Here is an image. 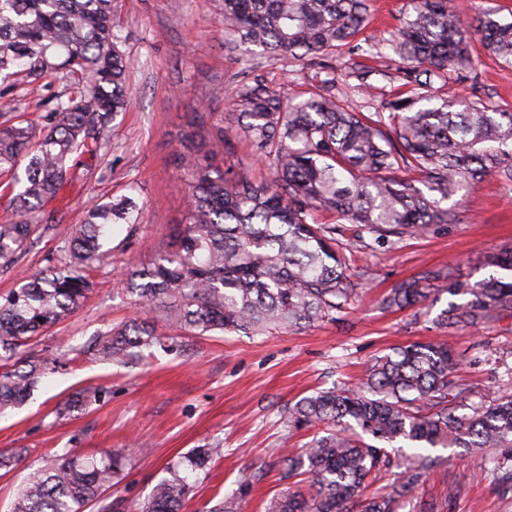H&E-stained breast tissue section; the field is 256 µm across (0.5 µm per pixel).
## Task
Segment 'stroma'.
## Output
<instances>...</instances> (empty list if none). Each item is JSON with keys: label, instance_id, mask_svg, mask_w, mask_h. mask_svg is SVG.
Instances as JSON below:
<instances>
[{"label": "stroma", "instance_id": "35a3bbf8", "mask_svg": "<svg viewBox=\"0 0 512 512\" xmlns=\"http://www.w3.org/2000/svg\"><path fill=\"white\" fill-rule=\"evenodd\" d=\"M219 4L181 0L176 10L171 0H115L119 48L130 61V108L111 124L105 153L75 157L59 198L36 212L35 241L16 273L0 274V296L21 276L47 267L72 225L83 221L89 200L132 196L140 223L131 238L125 225H114L88 299L29 342L30 353L58 360L59 366L21 406L0 415V452L17 457L12 469L0 470V512H12L19 489L47 457L72 452L97 458L109 451L121 454L125 467L106 496L119 512H134L170 466L217 443L224 453L206 471L190 474L183 512H211L223 498L234 500L236 512H266L273 497L298 485L285 476L280 448L298 450L313 436L289 430V406L334 384L357 382L374 358L393 348L439 336L435 319L447 308L449 294L431 296L418 312L389 311L381 305L387 291L441 268L460 280L482 279L492 272L488 256L512 248V184L489 179L465 192L459 223L438 224L372 254H355L356 265L367 266L370 277L360 302L336 321L262 336L185 335L125 364L87 353L96 334L147 315L126 295L122 273L151 262L185 221V133L195 131L197 142H204L212 125L201 122V115L229 112L228 96L246 75H263L290 92L308 87L288 63L226 42ZM480 73V96L512 109V67L487 57ZM65 92V83L52 78L37 85L18 80L0 96V123L19 112L39 117ZM453 346L461 375L483 392H496L512 366V317L456 330ZM89 387L101 389L100 401L68 409V399ZM439 454L445 462L431 473L424 493L439 498L454 488L444 512H512V496L499 493L479 456L463 448ZM260 469L264 479L246 484Z\"/></svg>", "mask_w": 512, "mask_h": 512}]
</instances>
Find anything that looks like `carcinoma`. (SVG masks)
Returning a JSON list of instances; mask_svg holds the SVG:
<instances>
[{"instance_id": "1", "label": "carcinoma", "mask_w": 512, "mask_h": 512, "mask_svg": "<svg viewBox=\"0 0 512 512\" xmlns=\"http://www.w3.org/2000/svg\"><path fill=\"white\" fill-rule=\"evenodd\" d=\"M459 0H407L396 31L385 40L398 57L401 89L375 110L356 111L329 75L300 95L261 76L234 88L236 124L214 123L202 152L181 157L187 176L186 223L152 262L124 273L126 291L152 316L98 335L93 350L126 361L177 329L255 336L333 322L358 298L369 271L345 251L363 252L459 212L442 202L489 178L512 182V111L478 96L480 54L512 65V19L490 9L477 25L461 20ZM369 0H221L229 42L247 52L306 62L335 71L332 61L367 46ZM113 0H0V83L22 74L71 80L42 123L13 116L0 129V171L17 219L0 223V273L14 270L38 229L29 216L55 199L75 154L98 155L110 124L127 111L129 63L118 50ZM470 83L468 96L446 99L436 81ZM248 141L269 176L253 162L229 166ZM332 221L322 220L324 215ZM115 224L135 235L139 208L130 196L92 201L83 223L64 239L61 257L19 282L0 303V412L23 402L50 362L18 355L34 336L74 313L91 287L101 240ZM356 227L343 243L345 225ZM497 272L459 282L445 270L406 279L383 299L387 308L424 304L434 293L465 296L436 319L444 332L512 315V249L494 255ZM448 338L400 346L379 356L366 378L306 396L288 408V427H324L297 455H281L288 474L312 477L313 493L290 489L268 512H439L416 492L442 459L423 448H469L512 476V381L472 401L475 386L454 375ZM100 391L84 389L70 408ZM399 441L415 448L392 455ZM222 448H199L184 467L204 470ZM390 476L387 491L361 500L365 486ZM121 460L105 454L54 457L31 473L13 512H85L119 482ZM187 476L176 465L138 512H181Z\"/></svg>"}]
</instances>
